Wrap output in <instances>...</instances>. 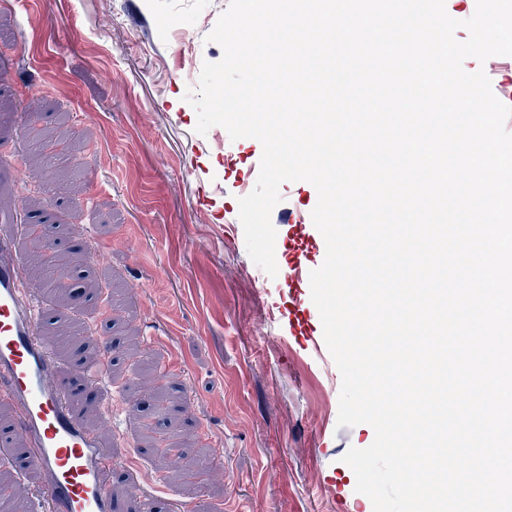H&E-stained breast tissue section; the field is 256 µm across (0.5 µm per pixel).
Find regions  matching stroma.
I'll return each instance as SVG.
<instances>
[{
	"label": "stroma",
	"mask_w": 512,
	"mask_h": 512,
	"mask_svg": "<svg viewBox=\"0 0 512 512\" xmlns=\"http://www.w3.org/2000/svg\"><path fill=\"white\" fill-rule=\"evenodd\" d=\"M229 0H0V59L14 71L0 84V131L13 148L0 168L25 182L0 189V205L38 203L72 228L91 227V271L120 302L113 338L135 336L154 366L174 378L168 430L191 454L220 456L217 468L182 485L143 439V415L127 404L147 375L118 357L100 408L126 416V438L99 426L113 451L137 461L174 512H373L342 458L374 440L367 424L338 427L340 378L311 364L280 334L279 278L257 280L239 219L242 189H254L253 138L225 139L197 155V114L185 101L196 78L182 68L175 33L191 37L199 61L216 62L208 41ZM33 115L23 127L19 113ZM67 138L50 172L29 171L37 131ZM81 167L79 192L60 171ZM213 185L224 193L212 219L197 207Z\"/></svg>",
	"instance_id": "obj_1"
}]
</instances>
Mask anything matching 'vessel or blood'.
Here are the masks:
<instances>
[{"mask_svg":"<svg viewBox=\"0 0 512 512\" xmlns=\"http://www.w3.org/2000/svg\"><path fill=\"white\" fill-rule=\"evenodd\" d=\"M32 221L18 208L0 206V406L18 417L0 425V447L23 445V464L39 478L32 512H121L109 486L112 477L136 482L141 473L129 460L111 462L101 439L83 423L76 387L98 389L112 382L111 336H98L97 365L76 359L71 380L62 383L46 327L56 316L39 285L24 276L31 249ZM309 257L288 263L282 276L290 305L306 306L311 296ZM289 335L302 336L307 354L325 357L324 336L316 326L289 315Z\"/></svg>","mask_w":512,"mask_h":512,"instance_id":"1","label":"vessel or blood"}]
</instances>
